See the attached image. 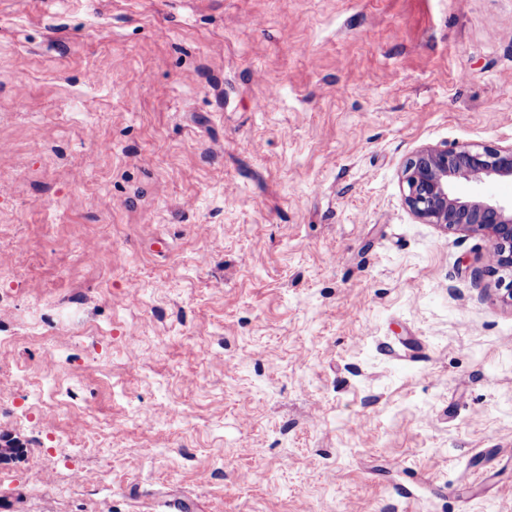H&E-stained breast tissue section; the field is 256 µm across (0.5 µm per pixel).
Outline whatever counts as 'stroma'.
Returning a JSON list of instances; mask_svg holds the SVG:
<instances>
[{
  "mask_svg": "<svg viewBox=\"0 0 512 512\" xmlns=\"http://www.w3.org/2000/svg\"><path fill=\"white\" fill-rule=\"evenodd\" d=\"M510 144L512 0H0V512H512ZM504 178L512 179V145L481 150L424 146L409 157L403 171L405 204L415 218L446 232L479 233L489 239L492 271L510 278L502 298L512 305V203L506 207L457 189L463 181L481 184Z\"/></svg>",
  "mask_w": 512,
  "mask_h": 512,
  "instance_id": "obj_1",
  "label": "stroma"
}]
</instances>
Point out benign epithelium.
<instances>
[{"label": "benign epithelium", "mask_w": 512, "mask_h": 512, "mask_svg": "<svg viewBox=\"0 0 512 512\" xmlns=\"http://www.w3.org/2000/svg\"><path fill=\"white\" fill-rule=\"evenodd\" d=\"M512 179V145L474 149L424 146L407 160L403 171L405 204L424 224L446 232H472L490 242L492 271L511 282L502 298L512 304V206L506 207L477 193L464 194L461 182L481 184Z\"/></svg>", "instance_id": "obj_1"}]
</instances>
